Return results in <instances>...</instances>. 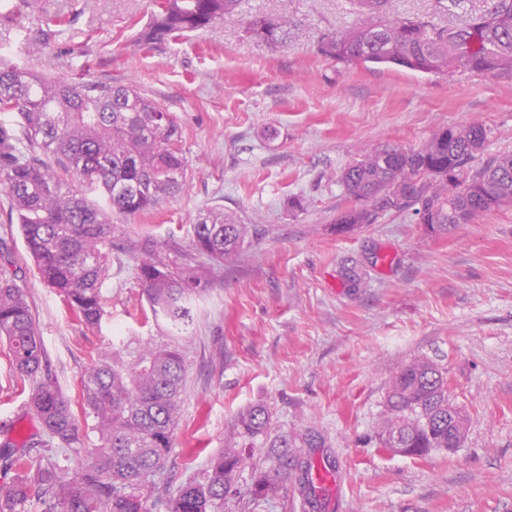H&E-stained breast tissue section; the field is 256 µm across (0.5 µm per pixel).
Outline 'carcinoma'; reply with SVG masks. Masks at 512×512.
<instances>
[{
    "mask_svg": "<svg viewBox=\"0 0 512 512\" xmlns=\"http://www.w3.org/2000/svg\"><path fill=\"white\" fill-rule=\"evenodd\" d=\"M240 0H155L139 44L156 49L235 12ZM393 0H353L359 26L330 32L319 52L347 63L394 64L421 73L512 71V0H435L455 19L438 26L427 16L389 18ZM294 23L255 15L248 33L268 47L288 41ZM0 191L10 201L6 223H17L43 283L61 293L86 327L104 317L103 285L112 254L145 256L137 266L151 315L168 329L166 341L122 343L101 355L84 376V414L99 444L88 450L72 403L46 374V349L17 271L0 267V339L17 375L33 384L30 405L49 440L72 449L74 466L43 455L0 447L15 478L0 485V512H151L143 487L164 466L180 420L188 363L183 344L193 325L192 299L210 284L198 258L222 267L247 244V227L221 210L202 213L192 227L195 254L177 242L151 237L117 243L112 213L136 216L174 197L188 174L177 116L136 86L84 78L49 77L0 56ZM487 139L479 124L451 127L417 150L375 148L346 167L341 182L361 206L336 219V231L374 224L389 212L412 209L434 235L472 224L485 213L512 206V154L490 160L455 185L448 171L463 170ZM59 170L50 168L47 160ZM100 192L112 212L88 197ZM457 420L448 426V408ZM468 419L448 397V380L426 357L403 365L392 378L381 421L382 445L422 459L461 447ZM400 444L393 445V439ZM309 434L275 430L268 409H243L196 477L161 501L163 512H224V494L255 448H266L269 470L254 494L267 498L288 484L296 467L288 449Z\"/></svg>",
    "mask_w": 512,
    "mask_h": 512,
    "instance_id": "obj_1",
    "label": "carcinoma"
}]
</instances>
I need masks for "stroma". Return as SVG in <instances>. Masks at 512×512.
Segmentation results:
<instances>
[{"label": "stroma", "mask_w": 512, "mask_h": 512, "mask_svg": "<svg viewBox=\"0 0 512 512\" xmlns=\"http://www.w3.org/2000/svg\"><path fill=\"white\" fill-rule=\"evenodd\" d=\"M153 10V0H26L12 30L0 29L13 62L133 83L175 112L187 179L154 211L117 218L121 236L173 239L188 252L192 225L214 207L251 229L191 303L180 424L152 499L203 471L239 412L263 404L279 431L312 434L297 464L329 479L312 506L291 484L256 498L255 473L268 465L257 448L224 512H512V207L439 237L410 210L335 226L353 205L342 171L371 149H418L478 123L488 138L470 168L512 154V73L425 74L322 55L324 34L359 23L351 0H241L211 27L147 50L137 38ZM258 14L297 26L271 49L246 32ZM13 249L50 372L71 401L115 337L164 340L138 257L112 263L104 320L91 330L41 282L22 237ZM419 356L444 368L468 426L461 448L412 459L388 453L377 431L392 377ZM31 389L0 343V444L43 438Z\"/></svg>", "instance_id": "35a3bbf8"}]
</instances>
